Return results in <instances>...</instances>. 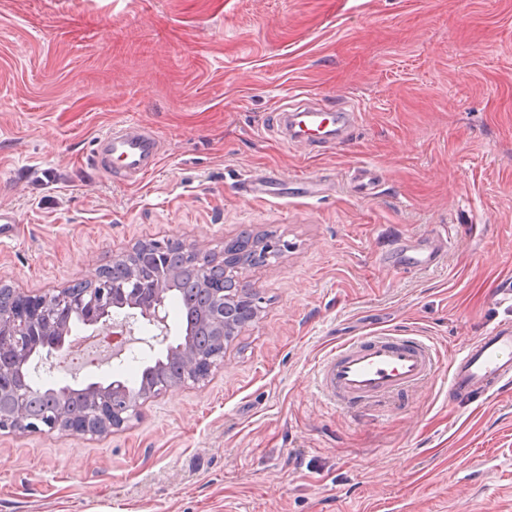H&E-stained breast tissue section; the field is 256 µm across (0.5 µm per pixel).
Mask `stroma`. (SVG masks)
I'll use <instances>...</instances> for the list:
<instances>
[{"mask_svg":"<svg viewBox=\"0 0 512 512\" xmlns=\"http://www.w3.org/2000/svg\"><path fill=\"white\" fill-rule=\"evenodd\" d=\"M297 93L362 118L334 147L287 144L275 104ZM128 120L161 139L136 185L92 157ZM269 171L321 191L242 194ZM0 208V282L40 294L145 241L285 245L205 382L102 438L0 431V512H512V394L452 404L443 371L339 410L313 387L356 336L448 351L512 323V0H0ZM402 243L441 257L379 264ZM134 328L121 359L49 385L138 379L166 347Z\"/></svg>","mask_w":512,"mask_h":512,"instance_id":"stroma-1","label":"stroma"}]
</instances>
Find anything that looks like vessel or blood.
<instances>
[{"label": "vessel or blood", "mask_w": 512, "mask_h": 512, "mask_svg": "<svg viewBox=\"0 0 512 512\" xmlns=\"http://www.w3.org/2000/svg\"><path fill=\"white\" fill-rule=\"evenodd\" d=\"M276 118L291 139L311 147L335 144L343 127L355 122L354 109H319L294 94L277 108ZM97 162L112 166L129 182H137L159 163L160 141L152 130L133 123L116 124L97 138ZM242 189L251 198H284L288 181L275 173L247 174ZM396 260L407 269L423 270L436 261L421 250L399 249ZM448 371V398L459 405L481 403L512 389V326L498 324L463 349L440 359L434 345L419 336L381 333L360 336L324 355L314 368V387L333 406L376 403Z\"/></svg>", "instance_id": "vessel-or-blood-1"}]
</instances>
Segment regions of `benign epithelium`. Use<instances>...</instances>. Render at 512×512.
<instances>
[{"mask_svg":"<svg viewBox=\"0 0 512 512\" xmlns=\"http://www.w3.org/2000/svg\"><path fill=\"white\" fill-rule=\"evenodd\" d=\"M184 260L197 267L208 268L218 262L224 265V283L207 281L204 287L215 296L210 312L211 327L216 341L209 347L193 349L180 345L170 347L180 366L176 380L163 370H153L151 384L137 395L124 390L115 382L105 386L100 382L86 385V402L79 408L62 410L35 420L29 413V394L21 386L12 389L7 412L0 415V430L14 433H52L65 431L72 435L104 437L130 427L141 417L146 402L172 388L189 382L206 381L213 369L224 362L227 345L260 313L259 298L250 273L261 262L247 258L251 251H263L267 259L277 257L286 244L263 249L264 242L251 239L241 250H224L219 255L199 251L182 240L175 241ZM135 264H160L158 254L150 248L141 253L130 252L122 259ZM173 276L166 271L155 281L152 294H147L143 281L132 275L120 286L112 285L106 270L94 278L76 283L55 295L28 294L14 288L0 292V379L14 376L16 370L41 365L43 357H34L37 350L58 352L71 336L72 327L81 325L94 335L104 336L111 329L112 310L136 309L139 315L167 337V317L161 295L164 284Z\"/></svg>","mask_w":512,"mask_h":512,"instance_id":"7a95c632","label":"benign epithelium"}]
</instances>
